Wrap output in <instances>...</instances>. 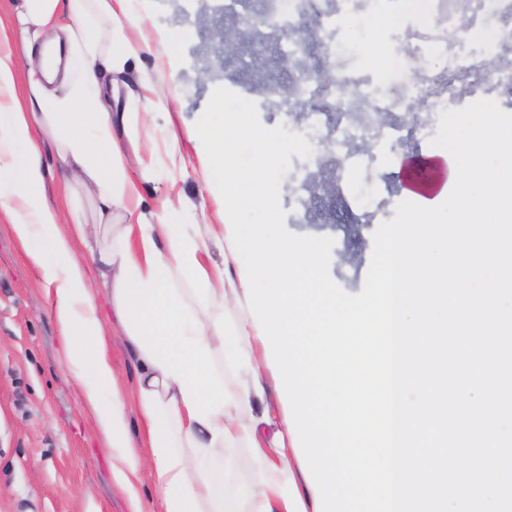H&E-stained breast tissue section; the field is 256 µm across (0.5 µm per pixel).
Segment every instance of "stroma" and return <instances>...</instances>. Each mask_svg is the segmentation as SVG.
<instances>
[{"label": "stroma", "instance_id": "35a3bbf8", "mask_svg": "<svg viewBox=\"0 0 512 512\" xmlns=\"http://www.w3.org/2000/svg\"><path fill=\"white\" fill-rule=\"evenodd\" d=\"M142 23L132 30L138 47L119 76L112 109L135 113L136 129L126 142L130 172L151 165L154 178L141 183V207L160 209L166 199H182L186 224L219 228L224 214L221 195L207 189V167L192 139L196 122L216 87H226L253 100L261 124L302 129L303 112L270 97L268 81L287 84V69L277 67L278 47L266 42L258 72L239 74L223 52L231 19L216 0H131ZM187 64L170 74L169 59ZM156 82L174 98V109H149L144 81ZM400 123L383 126L369 154L339 169L337 192L313 198L306 216L303 192L293 174L283 178L281 195L286 228L296 234L333 238L330 275L346 292L360 293L368 270L373 233L395 216L400 176L385 154L420 155L430 151V137L420 126L428 113L411 119L403 106L393 108ZM104 348L117 383L125 390L136 384L137 369L125 336L112 322L106 300H99ZM221 488L257 481L259 468L248 448L227 449L211 466ZM153 512L156 502L150 466H143L134 491L112 478L111 458L97 413L82 399L67 376L66 348L45 288L27 251L14 237L8 217L0 212V512H133L134 504Z\"/></svg>", "mask_w": 512, "mask_h": 512}]
</instances>
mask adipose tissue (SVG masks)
<instances>
[{
    "instance_id": "ef3b65f1",
    "label": "adipose tissue",
    "mask_w": 512,
    "mask_h": 512,
    "mask_svg": "<svg viewBox=\"0 0 512 512\" xmlns=\"http://www.w3.org/2000/svg\"><path fill=\"white\" fill-rule=\"evenodd\" d=\"M128 0H16L0 22V209L11 217L22 244L41 242L32 253L43 282L54 293L53 312L67 347L69 376L85 399L100 406L99 423L109 436L112 475L130 483L144 460L153 464L158 512H316L314 492L286 454L292 436L284 419L263 416L248 423L234 416L263 402L265 387L251 348L258 330L245 296L228 268L209 266L199 225L178 223L177 210L151 214L140 208L139 186L130 176L119 140L130 135L128 116L110 112L103 96L107 75L123 74L135 48L125 30L139 26ZM394 18L378 13L366 25L365 55L380 72L398 54L381 34ZM20 44L32 62L26 83L18 81L12 49ZM77 66L62 65L63 53ZM90 126L93 137L76 132ZM47 134L75 181L93 186L98 222L73 215L62 231L58 210L44 196L45 168L33 136ZM110 145L107 163L98 144ZM393 164L410 192L434 199L448 183L443 156L422 160L396 155ZM112 235L92 257L99 279L89 282L72 244L96 233ZM193 284L184 292L183 284ZM108 299L137 366L136 399L145 422L146 446L137 448L128 430L122 394L106 356L94 347L102 335L97 296ZM238 363L246 381L228 389L216 371V355ZM243 444L261 471L256 487L221 494L207 476L210 461Z\"/></svg>"
}]
</instances>
